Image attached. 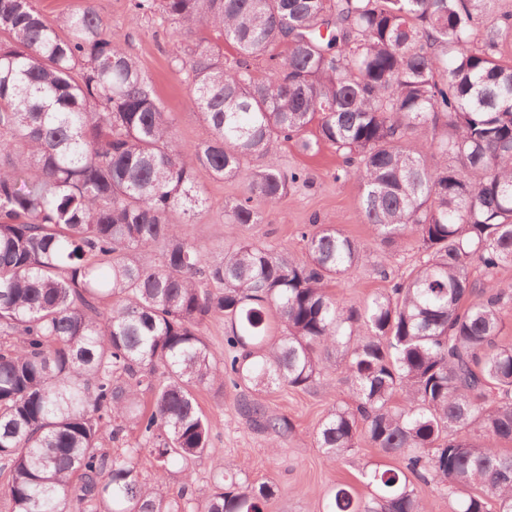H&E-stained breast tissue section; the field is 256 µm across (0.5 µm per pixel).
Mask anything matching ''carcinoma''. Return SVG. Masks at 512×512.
<instances>
[{
	"label": "carcinoma",
	"mask_w": 512,
	"mask_h": 512,
	"mask_svg": "<svg viewBox=\"0 0 512 512\" xmlns=\"http://www.w3.org/2000/svg\"><path fill=\"white\" fill-rule=\"evenodd\" d=\"M481 2L134 0L211 32L181 60L211 130L186 150L92 7L49 20L36 0H0L7 512H264L276 486L228 465L195 486L219 456L197 394L240 392L248 425L284 440L294 427L267 397L330 386L334 356L350 400L317 447L388 462L363 470L367 495L338 486L324 512H426L427 488L452 512H512V289L498 279L512 266V10L478 42L497 0ZM289 141L335 149L380 267L418 243L410 272L362 307L329 292L370 259L336 225L304 226L300 256L246 234L306 183L274 157ZM205 177L244 186L224 202L232 243L209 252L184 230ZM210 318L224 319L220 357Z\"/></svg>",
	"instance_id": "1"
}]
</instances>
